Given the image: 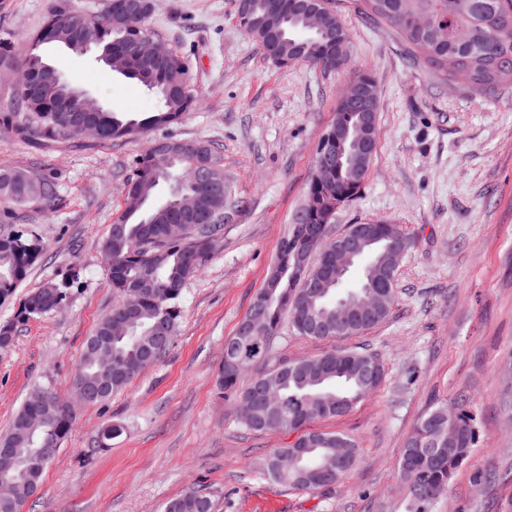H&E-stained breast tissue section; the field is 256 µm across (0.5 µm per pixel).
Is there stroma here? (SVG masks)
<instances>
[{
	"label": "stroma",
	"instance_id": "stroma-1",
	"mask_svg": "<svg viewBox=\"0 0 512 512\" xmlns=\"http://www.w3.org/2000/svg\"><path fill=\"white\" fill-rule=\"evenodd\" d=\"M100 0H0V38L25 55L27 37L61 6L98 11ZM348 65L325 73L281 68L238 26L233 0H154L151 26L189 64L197 108L177 123L123 142L38 144L0 135V168L53 178L60 202L24 207L19 228L46 246L0 323L26 295L68 281L59 311L19 325L0 357V433L35 387L71 394L83 345L114 301L100 242L124 205V183L151 142L209 143L240 207L203 269L185 286L168 352L124 391L77 408L74 425L22 512H162L190 490L213 512H405L404 442L431 407L466 394L479 441L434 512H512V420L501 407L512 364V85L472 96L414 61L389 26L350 8ZM63 77L133 118L155 101L91 55L47 47ZM375 78L378 144L359 196L336 212L338 233L385 219L411 243L387 320L352 338L309 340L282 325L265 369L331 349L362 347L385 365L382 386L351 412L312 421L352 438L359 461L332 490L304 493L266 480L261 458L296 432L254 433L216 385L231 336L266 285L279 245L305 198L314 151L337 98L360 71ZM79 278L69 281L71 269ZM121 428L107 448L104 428Z\"/></svg>",
	"mask_w": 512,
	"mask_h": 512
}]
</instances>
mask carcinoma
<instances>
[{
	"mask_svg": "<svg viewBox=\"0 0 512 512\" xmlns=\"http://www.w3.org/2000/svg\"><path fill=\"white\" fill-rule=\"evenodd\" d=\"M254 17L262 23L253 28L255 41L264 44L269 37L279 42V61L287 67L306 62L322 68L335 31L310 28L295 0H254ZM355 10L372 21L393 27L411 54L423 61L443 82L464 84L482 95L512 83V0H353ZM429 14L435 24L420 28L417 17ZM151 15L130 20L112 14L111 0H103L99 14L79 10L49 15L28 38L27 53L14 56L12 43L0 39V68H17L20 89L10 105L0 112V133L24 140L60 143L75 140L79 133L66 123L65 108L75 88L53 67L44 63L39 48L45 44L63 45L82 54L88 49L100 57L124 58L129 71L123 77L136 81L156 97L155 109L142 119L126 118L98 103L95 113L97 140L119 141L163 128L180 120L198 104L189 84V67L177 49H171L168 67L158 69L137 58L133 42L154 37ZM457 60L455 70L440 66V59ZM206 159L212 165L213 185L224 188V167L210 145L178 141L174 167H166L153 147L135 161L127 181L130 195L143 197L141 206L122 210L112 221L100 247L110 253L112 270L107 273L115 294L112 309L100 320L83 348L82 360L72 379V389L106 387L104 395L89 400L103 403L124 390L151 362L147 354L157 348L162 357L177 332L180 297L187 282L213 254L231 210L213 224L183 226V237L166 238V229L184 212L212 208L211 187H177V166H193ZM368 172L358 173L345 165L330 186L307 184L302 207L306 223L291 225L282 240L275 261L277 272L269 273L273 287L259 296L261 307L252 322L262 327L257 340L260 350L246 344L238 334L224 342V362L218 382L224 394L241 401L252 400V415L244 425L254 432L297 430L316 418H333L350 412L373 393L365 390V365L385 371L380 358L367 351L339 349L317 356L289 360L262 373L252 372L254 364L265 360L272 350L283 319L301 337L324 340L358 336L383 323L395 299L396 279L377 256L385 240L368 247L361 255L359 280L330 282L318 289L310 308V318L320 317L322 332L309 331L298 309L301 282L289 278L295 253L313 224L334 221L336 202L347 204L355 198ZM168 195L157 200L161 185ZM57 200L53 180L25 167L0 168V224H11L17 210L34 202ZM44 248L36 237L20 231H0V305L10 301L16 288L42 258ZM69 282H48L26 296L15 321L0 325V351L13 346L17 324L61 309ZM374 292L376 318L365 326L336 329V304L351 301L358 292ZM136 305L131 325L122 336L113 335L115 318L125 306ZM50 390L33 389L18 411L10 431L0 435V447L18 457L16 468L8 471L9 492L0 493V512H21L24 503L36 493L48 465L71 430L74 417L66 405L44 404L42 396ZM456 417L448 421V407L440 405L421 416L407 437L401 453L399 471L405 490L406 512H433L436 497L448 489L455 472L468 460L478 441L476 415L470 398L454 399ZM353 448L344 467H337L338 442ZM358 463L356 444L336 432L306 431L286 448L270 451L262 460V472L273 483L289 490L315 493L330 489ZM163 512H212L209 497L190 490L169 500Z\"/></svg>",
	"mask_w": 512,
	"mask_h": 512,
	"instance_id": "1",
	"label": "carcinoma"
}]
</instances>
